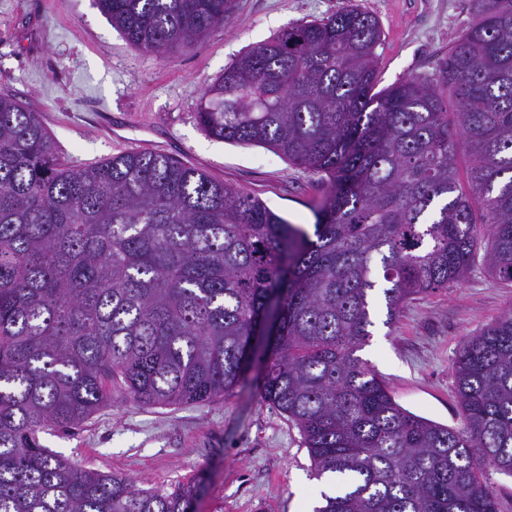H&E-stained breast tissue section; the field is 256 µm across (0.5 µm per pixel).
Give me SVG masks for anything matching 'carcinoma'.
Returning <instances> with one entry per match:
<instances>
[{
    "label": "carcinoma",
    "instance_id": "carcinoma-1",
    "mask_svg": "<svg viewBox=\"0 0 512 512\" xmlns=\"http://www.w3.org/2000/svg\"><path fill=\"white\" fill-rule=\"evenodd\" d=\"M97 2L160 57L237 11ZM471 10L431 74L379 91L381 27L354 6L281 31L205 91L211 138L265 147L328 186L311 234L163 154L65 165L39 113L0 95V512H194L203 480L139 490L39 434L80 427L114 388L154 406L222 397L256 357L262 399L330 486L314 512H498L484 470L512 476V311L459 351V428L401 407L357 355L374 295L392 323L460 283L482 237L487 274L512 286V0Z\"/></svg>",
    "mask_w": 512,
    "mask_h": 512
}]
</instances>
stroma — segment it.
I'll return each mask as SVG.
<instances>
[{
	"instance_id": "stroma-1",
	"label": "stroma",
	"mask_w": 512,
	"mask_h": 512,
	"mask_svg": "<svg viewBox=\"0 0 512 512\" xmlns=\"http://www.w3.org/2000/svg\"><path fill=\"white\" fill-rule=\"evenodd\" d=\"M373 14L380 87L436 60L464 33L471 0H238L235 18L191 50L158 58L131 46L96 0H0V94L39 112L59 160L89 167L130 151L157 152L261 199L312 229L327 188L269 149L215 140L197 120L225 66L283 29L348 4ZM512 311V286L475 263L450 288L428 292L388 322L383 298L360 356L406 410L462 425L453 363L469 336ZM85 470L119 474L140 489L204 477L196 512H304L319 502L298 428L265 402L255 380L216 400L148 406L113 392L83 427L39 436Z\"/></svg>"
}]
</instances>
